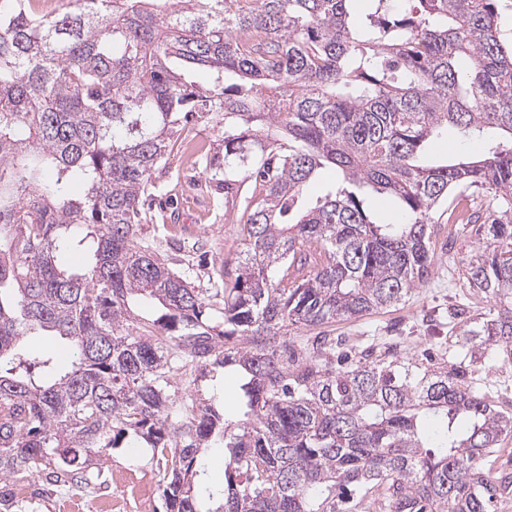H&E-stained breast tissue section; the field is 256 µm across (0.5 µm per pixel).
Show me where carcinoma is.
<instances>
[{"label": "carcinoma", "instance_id": "carcinoma-1", "mask_svg": "<svg viewBox=\"0 0 512 512\" xmlns=\"http://www.w3.org/2000/svg\"><path fill=\"white\" fill-rule=\"evenodd\" d=\"M47 17L0 0V480L90 484L96 457L151 448L163 512H494L512 497L481 462L512 435V401L470 380L512 360V45L499 0H74ZM224 120L207 159L242 202L233 280L200 289L138 232L169 136ZM501 137L433 160L448 133ZM336 181L315 202L305 187ZM471 225L448 363L349 356L320 327L400 302L434 261L432 212L469 190ZM378 195L394 210L372 207ZM64 250L85 265L57 263ZM162 312L141 318L138 295ZM224 324H212L213 316ZM49 333L67 370L19 348ZM242 370L229 421L192 385ZM224 437L221 502L203 511L199 455Z\"/></svg>", "mask_w": 512, "mask_h": 512}]
</instances>
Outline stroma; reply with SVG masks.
Wrapping results in <instances>:
<instances>
[{
	"instance_id": "35a3bbf8",
	"label": "stroma",
	"mask_w": 512,
	"mask_h": 512,
	"mask_svg": "<svg viewBox=\"0 0 512 512\" xmlns=\"http://www.w3.org/2000/svg\"><path fill=\"white\" fill-rule=\"evenodd\" d=\"M224 136L223 126L186 129L171 135L165 164L155 173L159 193L171 204L157 212L154 223L141 227L145 238H162L172 248L171 268L187 277L198 288L212 287L222 271H235L243 248L240 211L225 212L224 192L216 183L207 182L204 153L212 151ZM200 141L203 155L188 162L184 148L190 140ZM479 242L470 231L453 233L447 216H440L433 238L435 261L428 277L403 301L352 319H341L325 326L328 335L359 348L372 336H396L398 357L404 361L440 360V350L452 329L448 325V307L462 302L472 313L488 310L492 302L483 293L469 288L463 275L462 258L474 253ZM239 372L217 370L211 380L200 384L203 397L217 396L226 419L240 415ZM156 466L150 449L117 448L100 464L101 476L93 490H78V497L93 504L99 497H113L112 512H139L132 497L120 495L114 484L117 475L130 482H154Z\"/></svg>"
}]
</instances>
